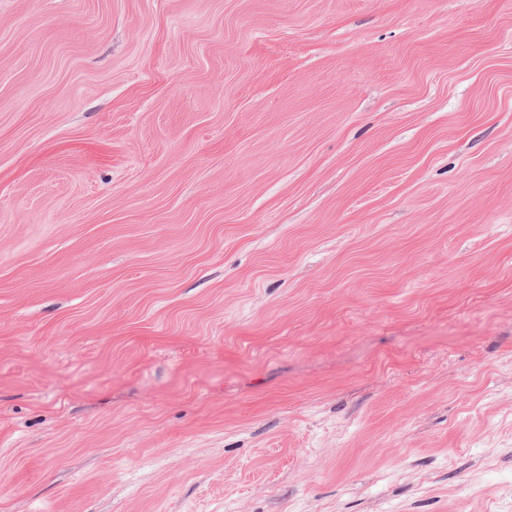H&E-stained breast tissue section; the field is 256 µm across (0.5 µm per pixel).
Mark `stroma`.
Here are the masks:
<instances>
[{
  "label": "stroma",
  "instance_id": "35a3bbf8",
  "mask_svg": "<svg viewBox=\"0 0 512 512\" xmlns=\"http://www.w3.org/2000/svg\"><path fill=\"white\" fill-rule=\"evenodd\" d=\"M0 512H512V0H0Z\"/></svg>",
  "mask_w": 512,
  "mask_h": 512
}]
</instances>
